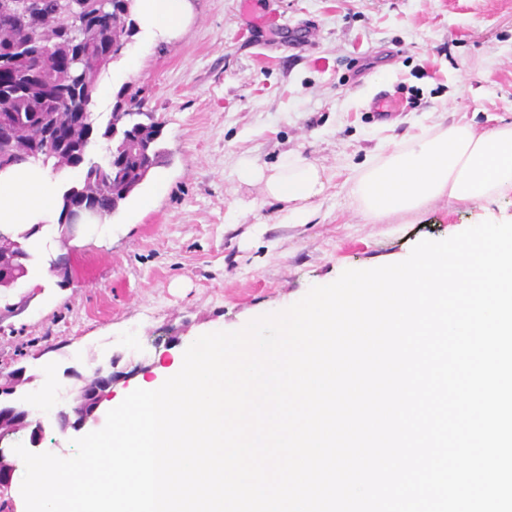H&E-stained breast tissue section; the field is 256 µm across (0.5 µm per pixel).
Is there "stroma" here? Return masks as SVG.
<instances>
[{"mask_svg":"<svg viewBox=\"0 0 512 512\" xmlns=\"http://www.w3.org/2000/svg\"><path fill=\"white\" fill-rule=\"evenodd\" d=\"M188 15L173 36L137 33L99 77L140 90L161 122L165 193L142 209L144 181L68 244L48 240L39 262L64 261L67 277L0 293V374L23 369L32 386L51 366L56 407L98 366L127 395L210 328L237 330L479 221L477 205L440 199L375 222L350 187L421 128L512 122V0H188ZM383 91L399 109L376 120ZM289 152L331 175L306 224L282 223L236 176L240 159L272 166Z\"/></svg>","mask_w":512,"mask_h":512,"instance_id":"35a3bbf8","label":"stroma"}]
</instances>
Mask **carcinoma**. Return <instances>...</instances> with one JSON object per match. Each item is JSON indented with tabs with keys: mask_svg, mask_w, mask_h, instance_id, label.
I'll return each mask as SVG.
<instances>
[{
	"mask_svg": "<svg viewBox=\"0 0 512 512\" xmlns=\"http://www.w3.org/2000/svg\"><path fill=\"white\" fill-rule=\"evenodd\" d=\"M137 32L122 0L105 6L90 0H14L0 11V171L30 159L52 170L83 168L63 194L58 231L66 238L68 208L89 205L99 218L116 212L161 162V123L140 111L137 94L121 89L106 126L90 104L99 73L120 59L115 44ZM112 143L107 160L86 162L93 137ZM0 232V286L11 289L27 275L31 255L23 241Z\"/></svg>",
	"mask_w": 512,
	"mask_h": 512,
	"instance_id": "1",
	"label": "carcinoma"
}]
</instances>
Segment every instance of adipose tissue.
I'll list each match as a JSON object with an SVG mask.
<instances>
[{"instance_id": "1", "label": "adipose tissue", "mask_w": 512, "mask_h": 512, "mask_svg": "<svg viewBox=\"0 0 512 512\" xmlns=\"http://www.w3.org/2000/svg\"><path fill=\"white\" fill-rule=\"evenodd\" d=\"M134 16L145 32L168 35L184 26L186 2L136 0ZM237 175L241 182L260 184L264 196L279 203L286 224L308 223L330 182L324 167L297 154L285 155L271 167L243 162ZM63 192L40 165L26 162L0 171V231L17 233L40 225V234L26 243L27 249H35L54 231Z\"/></svg>"}]
</instances>
